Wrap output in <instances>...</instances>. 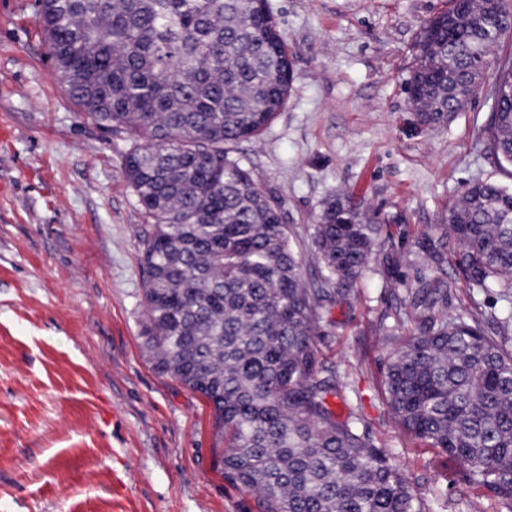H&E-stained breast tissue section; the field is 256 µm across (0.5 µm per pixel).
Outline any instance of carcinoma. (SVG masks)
Returning a JSON list of instances; mask_svg holds the SVG:
<instances>
[{
  "instance_id": "carcinoma-1",
  "label": "carcinoma",
  "mask_w": 512,
  "mask_h": 512,
  "mask_svg": "<svg viewBox=\"0 0 512 512\" xmlns=\"http://www.w3.org/2000/svg\"><path fill=\"white\" fill-rule=\"evenodd\" d=\"M429 20L411 82L429 130L512 38V0H461ZM56 78L78 111L131 142L123 175L150 230L142 303L153 367L212 405L224 473L263 512H429L400 465L359 427L320 348L323 314L370 264L394 303L379 319L384 394L405 432L466 468L512 512V190L476 180L407 251L378 215L328 200L309 238L307 281L282 203L234 147L258 136L292 87V60L260 0H37ZM487 146L512 165V56L497 62ZM406 272H401V268ZM506 303L481 322L448 314V268ZM347 408L342 417L331 400Z\"/></svg>"
}]
</instances>
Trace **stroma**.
<instances>
[{"label": "stroma", "instance_id": "stroma-1", "mask_svg": "<svg viewBox=\"0 0 512 512\" xmlns=\"http://www.w3.org/2000/svg\"><path fill=\"white\" fill-rule=\"evenodd\" d=\"M269 4L293 89L237 152L282 200L299 249L332 195L389 217L385 233L408 247L466 183L512 188L485 150L494 78L442 130L420 127L408 102L420 28L448 0ZM129 147L55 79L34 0H0V512H260L222 473L211 404L147 359L148 224L123 176ZM451 280V312L502 311L494 290ZM389 303L382 276L367 272L324 318V353L430 512H499L460 465L392 422L376 331Z\"/></svg>", "mask_w": 512, "mask_h": 512}]
</instances>
